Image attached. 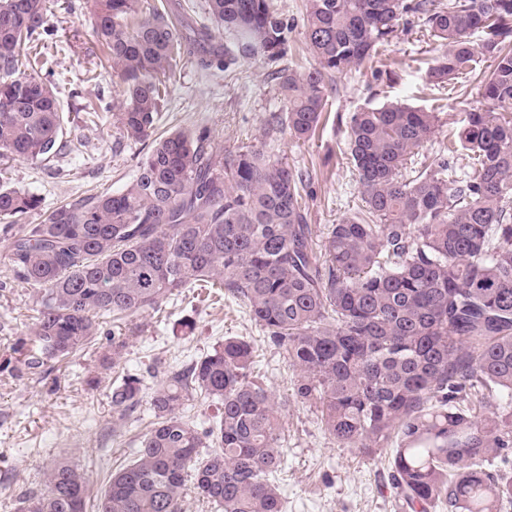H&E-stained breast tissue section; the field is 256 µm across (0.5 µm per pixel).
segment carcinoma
I'll list each match as a JSON object with an SVG mask.
<instances>
[{"mask_svg":"<svg viewBox=\"0 0 512 512\" xmlns=\"http://www.w3.org/2000/svg\"><path fill=\"white\" fill-rule=\"evenodd\" d=\"M49 0H0V233L14 278L42 290L21 363L67 359L112 320L158 308L194 285L241 301L296 372L295 395L315 404L340 448L390 450L410 512H501L512 472V0H304L314 65L284 64L288 20L273 0H205L210 22L233 36L211 45L207 25L181 34L160 0H97L94 36L106 46L118 97L84 112L112 113L119 138L151 142L120 191L72 199L40 224L41 200L11 186L9 162L46 161L66 143L51 71L36 68L53 42ZM409 14L445 51L427 80L444 85L492 59L490 103L457 132L461 179L447 159L417 158L438 116L402 103L363 108L347 139L362 205L313 247L306 174L263 146L210 147V130L154 136L181 62L202 73L243 60L271 69L282 103L270 130L298 140L326 119L333 82L373 60ZM484 34L482 43L472 36ZM127 337L105 359L120 366ZM254 345L226 336L175 369L150 395L139 448L106 475L87 504L89 479L66 461L45 489L18 497L22 512H184L187 478L222 512H282L275 476L285 466L277 399L255 372ZM502 403L484 411L493 393ZM141 378L122 377L112 404L134 412ZM200 398L213 423L199 430Z\"/></svg>","mask_w":512,"mask_h":512,"instance_id":"carcinoma-1","label":"carcinoma"}]
</instances>
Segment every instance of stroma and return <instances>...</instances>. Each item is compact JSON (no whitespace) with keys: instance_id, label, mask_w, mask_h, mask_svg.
<instances>
[{"instance_id":"35a3bbf8","label":"stroma","mask_w":512,"mask_h":512,"mask_svg":"<svg viewBox=\"0 0 512 512\" xmlns=\"http://www.w3.org/2000/svg\"><path fill=\"white\" fill-rule=\"evenodd\" d=\"M273 4L290 25L288 64L309 66L303 0H273ZM94 10V0H52L48 13L57 38L46 57L60 82V107L67 114L95 105L98 97L117 94L118 80L104 47L93 36ZM441 51L422 20L408 17L380 47L374 62L337 77L327 120L306 141L266 134L267 117L279 107L269 68L241 63L211 70L205 77L187 64L158 114L156 128L168 133L185 125L204 126L210 129L215 148L262 142L288 164L309 170L307 205L319 232L315 243L320 246L328 227L361 204L345 135L353 112L390 101L425 110L438 108L435 132L421 149L435 159L447 154L448 142L467 112L482 106L476 79L445 87L427 83L426 72ZM74 87L79 97H71ZM76 135L83 142L81 152L50 162H12V186L41 200L40 208L26 215V223H42L51 208L76 197L123 189L147 150L141 143H118L108 113L100 127H83ZM1 281L6 287L0 289V512H16L20 491L40 488L45 472L58 461H69L83 471L98 494L106 470L130 458L150 416L142 406L133 419L124 420L112 404V387L121 375L101 368L100 358L116 334L129 336L121 365L138 374L147 395L162 379L151 370L154 360L180 364L197 359L227 336L254 340L268 386L286 403L282 412L287 455L281 476L283 512H405L391 485L389 454L337 447L315 407L296 399L294 371L268 345L239 302L186 288L166 300L160 310L147 311L120 327L104 321L96 344L80 354L30 370L18 363L15 348L29 340L41 294L13 280L7 250L0 243ZM185 319L193 321V330L181 328ZM93 375L100 378L94 389L86 384Z\"/></svg>"}]
</instances>
